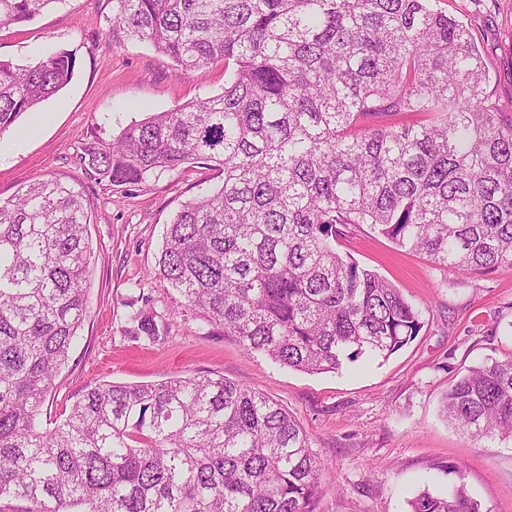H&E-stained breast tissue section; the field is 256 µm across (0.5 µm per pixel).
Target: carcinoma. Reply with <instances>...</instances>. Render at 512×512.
<instances>
[{"label": "carcinoma", "mask_w": 512, "mask_h": 512, "mask_svg": "<svg viewBox=\"0 0 512 512\" xmlns=\"http://www.w3.org/2000/svg\"><path fill=\"white\" fill-rule=\"evenodd\" d=\"M59 0H0V28ZM438 0H112V45L147 42L217 95L84 147L97 180L138 186L205 165L222 184L166 226L155 274L182 305L307 373L387 357L422 311L336 249L363 225L439 271L512 267V102ZM75 59L0 60V133L70 81ZM82 194L35 182L0 202V500L28 512H315L329 481L297 421L222 375L100 383L48 430L38 415L86 316ZM448 422L512 441V360L448 387ZM410 512H482L463 468Z\"/></svg>", "instance_id": "cac0c4a2"}]
</instances>
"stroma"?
Listing matches in <instances>:
<instances>
[{"label": "stroma", "mask_w": 512, "mask_h": 512, "mask_svg": "<svg viewBox=\"0 0 512 512\" xmlns=\"http://www.w3.org/2000/svg\"><path fill=\"white\" fill-rule=\"evenodd\" d=\"M463 21L486 61L490 90L512 100V0H439ZM112 0H58L40 16L0 29V59L26 65L58 51L75 57L71 81L0 133V200L57 178L92 213L90 304L68 362L42 408L51 429L96 384L220 374L274 399L304 427L331 472L316 512H408L419 492L444 491L448 464L484 512H512V442L475 445L448 423L442 400L465 369L512 360V268L448 275L378 233L340 241V252L376 270L422 310L424 327L389 358L365 356L336 372L308 374L265 355L181 308L155 276L167 224L216 171L195 167L140 187L87 175L82 147L118 135L148 114L217 94L224 65L184 78L150 44L113 47ZM156 316L151 337L130 322Z\"/></svg>", "instance_id": "obj_1"}]
</instances>
